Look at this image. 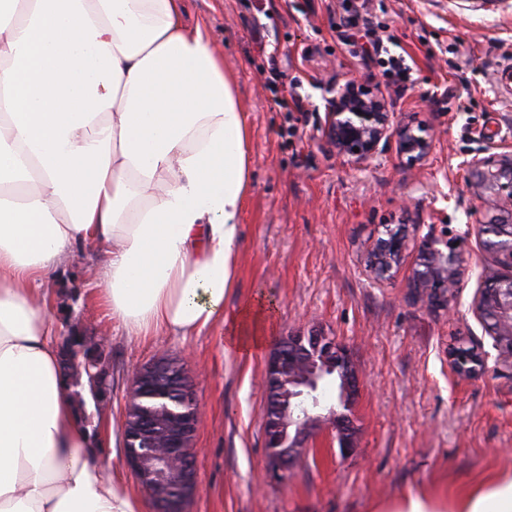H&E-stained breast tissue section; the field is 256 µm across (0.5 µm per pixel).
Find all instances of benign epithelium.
Segmentation results:
<instances>
[{
  "label": "benign epithelium",
  "instance_id": "benign-epithelium-1",
  "mask_svg": "<svg viewBox=\"0 0 512 512\" xmlns=\"http://www.w3.org/2000/svg\"><path fill=\"white\" fill-rule=\"evenodd\" d=\"M323 137L336 153L356 165L373 159L380 146L395 143L399 154L410 162L425 161L433 149V135L419 124L396 121L381 96L359 94V88L347 84L336 89L329 98ZM472 186L479 193L495 197L494 206L499 214L480 226L493 224L494 237L482 240L483 247L492 252L510 274L503 277H484L475 298V309L481 320L498 317L500 305L512 309V153L494 152L484 157H474L466 163ZM408 243L405 231L398 226L377 241L368 258L367 267L378 280H386L403 260ZM421 258L413 271L409 287L417 293L429 292L431 303L437 307L448 304L447 293L459 287L461 280V244L456 239L429 236L418 246ZM313 353L301 361L298 377L300 390L292 395L294 403L284 405L276 396L279 385H287L288 365L297 361L298 336L288 337V347L279 346L271 353L267 363L266 382L273 413L265 418L269 436L288 440V445L268 456L271 475L282 476L291 472L308 451V441L314 428L329 424L342 438L341 451L352 450L350 434L354 421L332 408L328 413L318 412L320 400L317 379L318 368L330 363L348 362L346 347L335 337L315 334ZM482 355L454 348L452 361L465 375L477 371L468 369V362L480 361ZM152 392L160 402L142 403L144 394ZM128 426L138 438L155 441L157 451L144 455L135 450L126 455V465L140 487L156 502V512H183L185 503L195 490L193 442L198 416L194 407L191 385L178 362L159 358L143 365L131 380L129 401L125 412Z\"/></svg>",
  "mask_w": 512,
  "mask_h": 512
}]
</instances>
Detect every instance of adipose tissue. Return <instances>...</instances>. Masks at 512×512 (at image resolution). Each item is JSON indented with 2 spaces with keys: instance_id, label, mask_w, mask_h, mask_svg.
<instances>
[{
  "instance_id": "ef3b65f1",
  "label": "adipose tissue",
  "mask_w": 512,
  "mask_h": 512,
  "mask_svg": "<svg viewBox=\"0 0 512 512\" xmlns=\"http://www.w3.org/2000/svg\"><path fill=\"white\" fill-rule=\"evenodd\" d=\"M249 169L234 81L184 0H0V512L142 510L60 375L41 286L74 249L129 333L262 346L263 303L224 316ZM379 512H512V476Z\"/></svg>"
}]
</instances>
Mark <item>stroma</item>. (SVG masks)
I'll list each match as a JSON object with an SVG mask.
<instances>
[{
    "label": "stroma",
    "instance_id": "35a3bbf8",
    "mask_svg": "<svg viewBox=\"0 0 512 512\" xmlns=\"http://www.w3.org/2000/svg\"><path fill=\"white\" fill-rule=\"evenodd\" d=\"M370 11L413 60L403 92L344 45L340 0H185L188 27L210 25L248 115L251 190L224 310L236 315L259 297L270 304L261 349H226L220 326L187 338H129L83 259L47 284L60 334L77 324L107 338L112 397L93 453L126 483L134 478L112 428L125 416L131 379L157 358H182L198 410L197 491L186 512H374L411 488L456 497L512 474V363L473 308L478 276L493 263L475 228L493 203L463 167L490 145L512 149V99L493 82L496 67L512 62V0H371ZM274 58L286 73L276 83ZM294 75L303 78L306 108L296 123L274 103ZM351 82L372 88L402 120L432 126L427 161L389 147L359 167L336 153L321 131L328 91ZM386 224L405 225L409 247L394 276L379 281L366 255ZM444 231L462 241L467 265L442 309L413 293L408 276L420 240ZM315 329L350 352L357 444L342 455L335 432L320 426L292 476L274 480L264 435L267 359L284 336ZM457 338L482 353L478 375L452 372L448 347Z\"/></svg>",
    "mask_w": 512,
    "mask_h": 512
}]
</instances>
